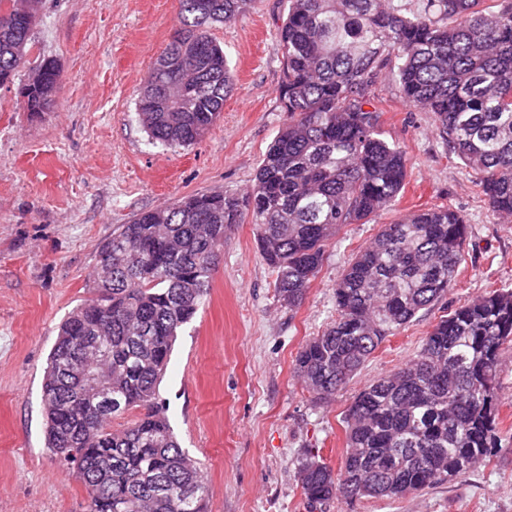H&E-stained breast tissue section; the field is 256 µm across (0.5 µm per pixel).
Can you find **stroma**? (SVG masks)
<instances>
[{
	"label": "stroma",
	"instance_id": "stroma-1",
	"mask_svg": "<svg viewBox=\"0 0 512 512\" xmlns=\"http://www.w3.org/2000/svg\"><path fill=\"white\" fill-rule=\"evenodd\" d=\"M286 0H256L211 29L235 72L224 112L200 141L153 145L135 100L179 24L176 0H42L29 62L56 59L49 111L24 112L0 88V512H87L84 486L45 446L42 384L58 327L91 296L98 246L143 210L215 191L246 193L288 122L277 41ZM382 131L409 157L399 200L343 227L299 307L277 301L252 224L224 237L218 272L173 346L159 386L183 449L200 460L206 512H309L297 480L304 450L339 468L353 396L413 358L441 315L495 288L512 289V217L492 213L463 163L446 153L431 113L380 77ZM451 206L469 235L447 300L387 337L361 372L317 401L293 370L301 345L336 315L333 289L379 230L419 209ZM502 449L462 481L399 500L333 501L325 512H512V344L497 363Z\"/></svg>",
	"mask_w": 512,
	"mask_h": 512
}]
</instances>
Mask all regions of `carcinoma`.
<instances>
[{
  "label": "carcinoma",
  "instance_id": "cac0c4a2",
  "mask_svg": "<svg viewBox=\"0 0 512 512\" xmlns=\"http://www.w3.org/2000/svg\"><path fill=\"white\" fill-rule=\"evenodd\" d=\"M255 0H178L180 26L148 76L163 95L138 97L161 147L197 143L224 111L235 75L213 39ZM278 30L279 96L288 124L246 195L196 193L143 210L96 252L92 297L62 322L42 385L46 447L84 485L88 512H204L200 463L181 448L158 402L174 342L218 270L215 244L250 220L275 296L306 298L345 224H367L405 187L409 158L381 131L379 75L409 106L432 113L445 150L462 161L496 215L512 216V0H287ZM40 0H0V88L24 70ZM24 83V111L59 89L53 59ZM467 224L449 206L418 210L362 247L336 281V318L302 345L293 370L319 400L343 389L378 346L454 288ZM512 341V289H493L440 318L418 356L371 381L344 418L335 471L297 464L310 508L333 500H398L461 481L501 451L497 358ZM120 399L109 419L105 386ZM136 412L120 429L112 421Z\"/></svg>",
  "mask_w": 512,
  "mask_h": 512
}]
</instances>
